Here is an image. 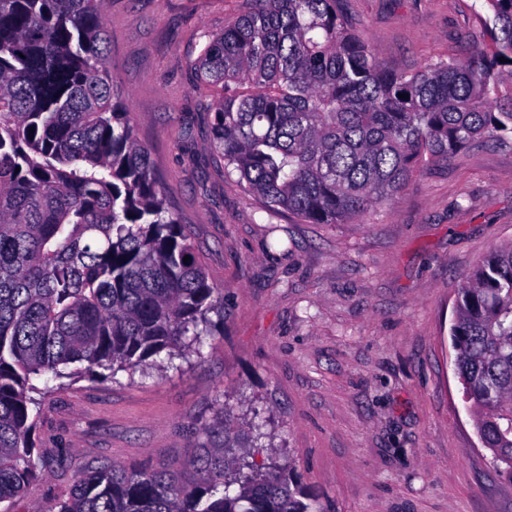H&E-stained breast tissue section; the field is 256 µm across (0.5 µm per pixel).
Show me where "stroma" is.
Returning <instances> with one entry per match:
<instances>
[{"label":"stroma","mask_w":512,"mask_h":512,"mask_svg":"<svg viewBox=\"0 0 512 512\" xmlns=\"http://www.w3.org/2000/svg\"><path fill=\"white\" fill-rule=\"evenodd\" d=\"M386 68L489 48L484 0H344ZM241 0H105L106 60L158 188L223 306L200 354L46 388L39 447L62 450L0 512H50L73 471L181 465L224 407L259 420L250 455L289 462L326 512H512L462 401L449 336L465 275L512 241V140L480 141L415 173L352 224L272 213L211 148V96L193 63Z\"/></svg>","instance_id":"stroma-1"}]
</instances>
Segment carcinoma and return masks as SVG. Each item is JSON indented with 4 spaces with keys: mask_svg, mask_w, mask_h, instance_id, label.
I'll return each instance as SVG.
<instances>
[{
    "mask_svg": "<svg viewBox=\"0 0 512 512\" xmlns=\"http://www.w3.org/2000/svg\"><path fill=\"white\" fill-rule=\"evenodd\" d=\"M484 2L491 50L385 72L342 0H242L195 61L212 147L268 210L309 224L388 204L419 168L512 134V0ZM104 4L0 0V503L59 462L37 446L32 378L182 356L222 307L106 66ZM450 336L512 482V242L457 289ZM202 431L220 447L192 449L183 470L90 465L51 512H324L287 464L238 452L230 408Z\"/></svg>",
    "mask_w": 512,
    "mask_h": 512,
    "instance_id": "carcinoma-1",
    "label": "carcinoma"
}]
</instances>
